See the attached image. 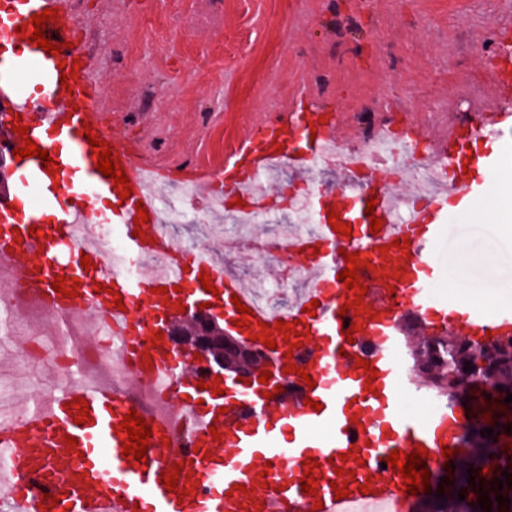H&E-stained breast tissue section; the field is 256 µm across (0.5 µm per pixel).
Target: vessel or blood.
Instances as JSON below:
<instances>
[{
  "mask_svg": "<svg viewBox=\"0 0 512 512\" xmlns=\"http://www.w3.org/2000/svg\"><path fill=\"white\" fill-rule=\"evenodd\" d=\"M45 0H0V80L12 88V108L27 126V137L13 136L10 145L36 142L53 158L44 169L40 158L17 161L22 188L0 203V272L23 284L40 308L54 317L80 308L108 321L123 343L129 366L124 382L102 384L82 380L64 388L46 389L20 417L0 420V489L10 492V512H46L31 497L32 489L58 496L47 512H406L410 502L400 474L384 468L391 452L422 446L426 466L438 473L445 462L460 464L462 455L444 460L441 449L455 446L461 428L473 421L466 407L433 402L426 423L403 413L401 397H423L422 387L401 371L404 323L417 317L422 332L454 331L464 336H512V309L482 311L443 299L430 287L445 268L454 245L451 229L474 195L490 193L512 179V130L486 125H461L453 151L429 153L427 162L449 170L443 185L424 189L408 223L396 221L397 191L377 175L342 173L335 189L319 197L313 234L296 239L297 266L311 286L282 313L295 324L302 344L290 349L284 332H273L276 365L267 383L222 378L221 396L198 389L196 370L174 352L164 330L181 316L188 302L212 303L227 320H237V303L251 311L244 340L261 333L267 313L249 287L210 250L183 257L166 236L158 205L147 196L137 164L121 142H114L132 193L121 199L113 180L97 168V154L83 132L90 123L94 97L86 75L75 71L61 81V63L78 58V49L64 48L66 25L50 21L44 31L57 54L28 42L24 30L33 15L43 13ZM334 130H318L317 116L298 114L287 132L265 140L260 161L309 175ZM254 168L239 169L225 196L252 202ZM149 220L138 223L140 209ZM350 224L353 233H335L329 212ZM382 219L378 234L370 232L371 216ZM113 224L123 230V256L105 262L97 227ZM85 229L75 241L76 226ZM142 236H135V229ZM357 253L365 297L347 288L338 275L344 253ZM94 261L81 266L82 256ZM209 274L206 291L200 274ZM76 278L77 297L68 298L52 286L56 276ZM124 308H117V301ZM359 301L355 311L345 303ZM358 330L352 338L344 332ZM366 360L367 368L356 365ZM294 372H287V365ZM376 375H369V368ZM308 378H301L300 369ZM315 387H308L307 379ZM146 382L177 396L181 415L196 428L185 448L167 449L170 428L133 393ZM89 405L90 419L80 422L78 399ZM321 410H314V403ZM150 422L153 434L146 462L123 458L128 437L120 424L128 410ZM217 434H210V427ZM315 496L301 490L310 459ZM181 466L179 487L184 497L166 490L164 471ZM347 484L350 494L338 500L333 484Z\"/></svg>",
  "mask_w": 512,
  "mask_h": 512,
  "instance_id": "1",
  "label": "vessel or blood"
}]
</instances>
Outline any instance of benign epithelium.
I'll use <instances>...</instances> for the list:
<instances>
[{
  "label": "benign epithelium",
  "instance_id": "benign-epithelium-1",
  "mask_svg": "<svg viewBox=\"0 0 512 512\" xmlns=\"http://www.w3.org/2000/svg\"><path fill=\"white\" fill-rule=\"evenodd\" d=\"M175 351L205 371L207 376L234 373L248 380L257 368L270 364V355L224 327V318L204 309L186 310L167 321ZM201 359H195V355Z\"/></svg>",
  "mask_w": 512,
  "mask_h": 512
}]
</instances>
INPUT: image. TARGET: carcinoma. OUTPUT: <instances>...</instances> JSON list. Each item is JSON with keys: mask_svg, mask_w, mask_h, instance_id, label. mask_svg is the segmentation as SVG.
<instances>
[{"mask_svg": "<svg viewBox=\"0 0 512 512\" xmlns=\"http://www.w3.org/2000/svg\"><path fill=\"white\" fill-rule=\"evenodd\" d=\"M416 358L412 359L411 370L414 376L422 382L426 389L435 396L453 401L468 402L473 405L477 424L461 439V443L474 447L489 444L499 449V454L512 461V455L504 450L506 442L512 441V432L505 431L511 424L509 416L512 415V402L504 403V399L512 394V337L475 339L468 337H450L445 333H434L419 336L412 342ZM469 369H464V366ZM466 372L469 387L460 391L454 390L455 377ZM505 404L507 411L492 409V403ZM494 410L492 419L494 424L485 422L482 413ZM493 428L492 437H483L480 431ZM476 472L470 474L475 477V483L483 484L484 491L489 493L492 500L491 512H499L498 502L492 488L497 486L495 479L501 478V470L496 469L486 477L479 476L481 466H474ZM467 466L455 472V482L467 483L470 476L466 473ZM473 493L472 501H460L457 495H452L443 503L439 512H474L479 508L478 489L470 488Z\"/></svg>", "mask_w": 512, "mask_h": 512, "instance_id": "carcinoma-1", "label": "carcinoma"}]
</instances>
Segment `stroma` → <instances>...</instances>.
<instances>
[{
	"instance_id": "obj_1",
	"label": "stroma",
	"mask_w": 512,
	"mask_h": 512,
	"mask_svg": "<svg viewBox=\"0 0 512 512\" xmlns=\"http://www.w3.org/2000/svg\"><path fill=\"white\" fill-rule=\"evenodd\" d=\"M81 18L92 118L161 180L221 190L256 162L268 127L313 112L347 143L375 120L447 151L457 114L512 125V80L492 85L493 51L512 46V0H50ZM278 81L276 100L267 87ZM472 197L437 292L477 308L512 307V227ZM220 255L239 277L279 267L233 235Z\"/></svg>"
}]
</instances>
